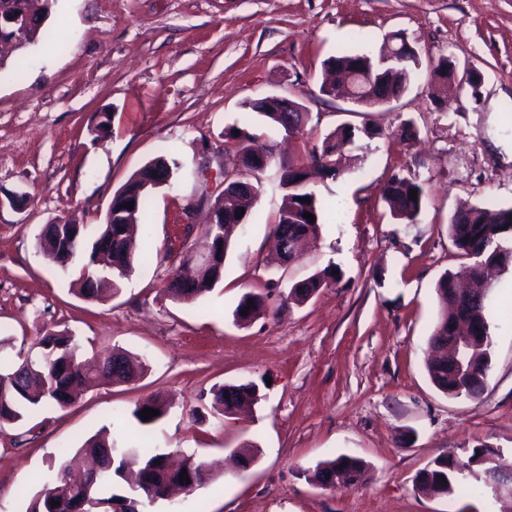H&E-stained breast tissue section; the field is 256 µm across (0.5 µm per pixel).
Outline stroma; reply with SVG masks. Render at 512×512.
Returning a JSON list of instances; mask_svg holds the SVG:
<instances>
[{
    "label": "stroma",
    "mask_w": 512,
    "mask_h": 512,
    "mask_svg": "<svg viewBox=\"0 0 512 512\" xmlns=\"http://www.w3.org/2000/svg\"><path fill=\"white\" fill-rule=\"evenodd\" d=\"M47 27L64 50L37 44L0 55L6 69L23 71L0 79V334L13 339L0 358L20 348L40 357L41 336L56 326L86 354L126 350L145 371L0 426V512H27L50 466L104 427L211 466L205 485L146 512H499L483 484L433 497L416 476L443 454L464 459L485 445L512 464V266L497 274L489 303L494 347L483 392L448 397L425 367L435 285L460 268L452 215L512 206V0H57ZM396 32L422 61L399 100L355 109L321 92L326 58L374 53ZM442 57L470 64L478 88L451 82L432 97ZM271 96L304 105L297 133L244 116V102ZM104 110L112 128L99 137ZM343 124L357 130L351 169L317 179L319 235L300 258L278 263L282 173L306 165ZM233 126L255 134L271 162L249 223L231 234L222 280L179 302L164 291L170 266L205 243L211 190L196 168L234 165ZM172 152L184 167L151 196L138 228L142 265L112 298L75 294L37 248L41 229L63 218L103 223L131 175ZM397 173L424 187L410 221L393 219L380 197ZM329 265L341 270L335 284L305 303L288 300L294 284ZM264 291L266 315L237 325L239 298ZM247 382L257 403L231 416L212 408L214 386ZM150 397L167 409L144 427L132 412ZM244 446L251 464L232 471L231 454ZM340 455L367 463L361 485L306 479Z\"/></svg>",
    "instance_id": "35a3bbf8"
}]
</instances>
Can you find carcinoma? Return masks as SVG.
<instances>
[{"instance_id": "carcinoma-1", "label": "carcinoma", "mask_w": 512, "mask_h": 512, "mask_svg": "<svg viewBox=\"0 0 512 512\" xmlns=\"http://www.w3.org/2000/svg\"><path fill=\"white\" fill-rule=\"evenodd\" d=\"M56 0H43L36 4V0H0V14L10 15L19 20L17 25L0 27V39L16 37L22 44L34 45L44 39L58 47L60 42L48 30L44 29L46 20L50 17ZM325 65L331 69L371 70L374 77L379 78L382 73L377 67V58L363 54H350L338 52L329 57ZM399 72V84L392 87L393 92H405L417 70L421 67L418 53L409 48L408 55L394 61ZM356 88L366 98V106L371 107L385 100V96L377 92L372 85L362 79H356ZM282 101L274 97H266L257 101L243 104V107L257 113L271 127L285 132L292 131L305 123L306 112H282ZM228 135L239 140L238 157L245 164V174L249 176L253 188L252 197H257L262 189V176L270 162V153H264V162L254 165L249 159L260 149L251 145V136L244 131H235L230 128ZM354 132L351 128H338L326 136L321 146L315 148L310 154L309 166L319 169L322 174L331 179L344 175L345 169L342 157L338 151L341 144L353 141ZM181 168L180 159L172 154L168 157H158L136 171L126 183L114 194L112 208H117L130 194L134 199V208L131 210L130 224H98L82 225L81 234L75 242L71 256H56L60 271L72 279L77 286L78 294L91 300H98L106 291L117 294L119 282L128 278L135 270L138 255L131 237L133 225L139 223L146 216L150 190H141L145 179L151 178L158 184L166 183V179L173 176ZM281 185L286 190L285 202L279 210L278 219L274 227L275 233L288 234V247L298 248L299 243L318 234L324 205L307 182L306 171L302 168L288 167L285 169ZM417 190V200L410 199L412 190ZM424 188L421 184L397 174L391 177L381 189V198L387 204L390 213L400 220H413L422 208ZM310 202L305 203L303 199ZM315 215L311 222L304 214ZM204 233L213 234L216 265L224 264L229 244L227 238L219 235L218 225L206 224ZM448 236L457 256L471 260L469 275L472 293L483 297L481 305L468 310L469 317L475 320L478 331L475 333V344L469 353L475 357V372L459 374L448 367V362L432 359L427 364L428 375L434 386L450 397L474 398V387L486 383L491 368L492 336L486 318V307L493 284L485 279L484 267L491 264L507 266L512 264V207L491 210L485 207L474 206L457 211L448 224ZM109 237L118 243V261L112 268L100 270L91 266V261L98 248ZM190 252H185L178 262L171 265L169 278H180L185 281L187 289L185 300H192L208 292L218 279L208 274H199L190 265ZM336 281L333 268L326 267L301 282V286H294L288 293V298L297 303H303L315 295L319 290L330 286ZM455 277L452 272H445L436 283V293L441 303L440 314L434 329L429 337L432 350H437L435 342L448 336L453 324L464 318V313L458 311L450 304L449 294L454 288ZM253 305H248V300ZM247 314H242V310ZM267 309V296L262 293L248 292L244 294L233 310L234 320L238 323L248 324ZM42 359L38 363H28V357L17 353V359L4 366H0V425L20 422L35 414L46 404H53L60 408L69 406L73 400L72 388L86 382H122L136 380L143 372L141 363L135 362L128 353L108 352L94 355L90 358L82 357L80 345L68 331H47L41 336ZM256 385L224 384L213 388L214 404L224 408V414H232L238 405L254 396ZM145 408L159 411V414L144 421L141 412ZM165 415L163 404L156 398H149L138 402L133 410V416L139 424H153ZM125 443L121 437L103 429L98 434L87 439L78 453L63 461L61 470L54 477L46 479L43 489L30 501L27 512H71V503L78 490L67 479V471L80 463L83 455L89 453L101 460L107 471L98 477L88 494L85 495L88 512H129L132 506L127 504L128 496L113 493L115 479L123 480L125 484L130 481L125 478L122 469L123 460L130 452L137 448L129 446L120 448L118 444ZM143 466L136 472L135 485L142 495H147L145 482L156 476L155 468L164 459V455L142 451ZM187 475L190 478V490L206 484L211 475L200 472L203 463L191 457L186 459ZM344 467L350 473V483L358 484L367 468L365 461L339 456L335 459L319 463L312 473L306 474L317 483L321 482L326 474L332 470ZM471 474L463 471L461 461L454 460L453 456H440L432 464L423 469L416 477L422 490L435 497L451 495L456 489L465 485ZM57 505H51V502Z\"/></svg>"}]
</instances>
